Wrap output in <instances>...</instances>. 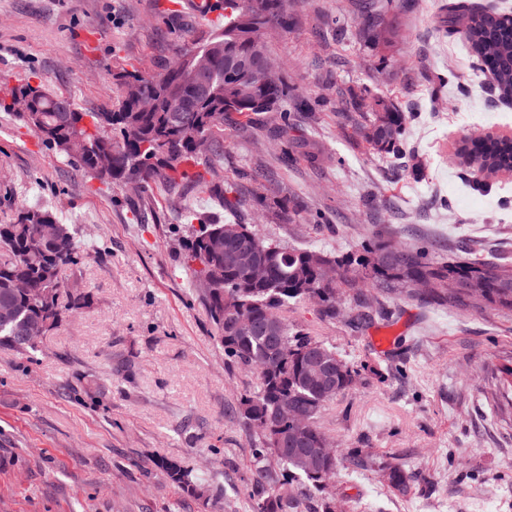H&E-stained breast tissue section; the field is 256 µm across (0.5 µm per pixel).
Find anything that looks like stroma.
Wrapping results in <instances>:
<instances>
[{
	"mask_svg": "<svg viewBox=\"0 0 512 512\" xmlns=\"http://www.w3.org/2000/svg\"><path fill=\"white\" fill-rule=\"evenodd\" d=\"M295 22L270 50L297 109L287 141L254 143L224 125L220 179L240 187L238 218L274 239L354 253L375 234L428 243L442 262L466 251L512 259V175L490 191L462 187V137L512 131V101L475 79L464 39L437 29L443 0H401L393 78L384 48L360 41L351 0H292ZM173 0H0V87L43 85L83 112L111 108L122 70L151 73L205 39L219 17ZM381 93L410 115L407 149L420 168L369 155L344 116L352 95ZM318 120L309 123L307 111ZM267 190L285 183L303 208L295 223L258 216L250 169ZM49 206L86 256L63 268L61 302L86 305L35 349L0 347V512H202L154 462L178 458L224 489V512H250V429L238 399L254 379L228 369L224 350L177 244L199 220H224L215 195L183 182L133 191L90 177L0 113V224ZM385 315L364 327L321 319L315 303L286 316L354 363L356 385L322 410L321 429L355 464L325 485L338 512H512V391L496 368L512 362V313L438 308L417 296L368 290ZM390 336L378 350L375 333ZM106 394L89 393L93 382ZM412 476L394 491L384 469Z\"/></svg>",
	"mask_w": 512,
	"mask_h": 512,
	"instance_id": "1",
	"label": "stroma"
}]
</instances>
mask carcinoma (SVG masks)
<instances>
[{
    "label": "carcinoma",
    "mask_w": 512,
    "mask_h": 512,
    "mask_svg": "<svg viewBox=\"0 0 512 512\" xmlns=\"http://www.w3.org/2000/svg\"><path fill=\"white\" fill-rule=\"evenodd\" d=\"M277 0H224V24L203 42L177 53L174 61L152 74L125 70L119 81L122 90L112 108L104 112H81L67 98L41 88L22 84L0 97V112H13L49 148L63 155L82 171L107 185L126 184L134 178L141 189L153 183L174 184L192 180L223 199L224 209L240 205L237 185L223 186L207 179L224 160V120L236 113L248 120L260 118L257 139L281 140L290 128L286 103L292 97L283 74L275 89L244 94V83L224 66L228 56L248 53L257 43H268L272 34L288 31L289 15L281 14ZM361 13V38L376 46L392 49L397 31L390 28L386 15L398 8L394 0H355ZM440 29L448 37H464L472 71L488 69L499 96L512 98V17L479 7L472 0H448L441 7ZM209 59L210 92L196 98L179 84L175 74ZM140 82L154 98L147 112L136 109L123 87ZM32 97V110L14 112L13 100ZM347 121L351 135L377 156L396 154L407 134V115L387 96L355 95L351 98ZM194 132L207 135L209 150L195 154L187 138ZM103 153L112 154V171L97 168ZM470 165L489 175L512 168V143L486 138L472 144L466 155ZM202 167L203 173L190 169ZM240 229L239 238L225 247L238 249L250 242L253 258L267 266L263 282L253 280L246 263L228 264L224 255L208 249L211 234L223 228L220 223L202 224L182 246V265L192 282L205 279L210 288L200 297L216 327L224 347V360L230 366L253 372L256 384L239 399V412L253 430L250 438L251 483L248 497L251 512H335L331 501L319 497L326 480L336 470L353 463L356 452L336 455L335 459L303 456L313 454L328 441L318 425L326 403L345 391L358 374L330 344L308 335L288 323V305L313 299L325 320L348 316L362 324L380 313L362 302L364 289L401 288L416 292L438 306L485 304L512 312V262H487L462 257L455 262L435 261L426 248L398 246L382 238L360 244L345 257H336L317 247H296L264 236L238 220L228 222ZM82 252L71 227L62 223L50 208L35 205L21 209L10 224H0V346L19 351L35 348L27 335L37 326L49 332L64 317L59 302V273L65 266H76ZM336 266V281L326 283L322 271ZM454 277L473 281L461 292L448 287ZM345 294L355 307L342 306ZM246 313L261 323L278 328V348L263 333H241L230 324L231 316ZM301 412L304 444L300 449L278 444L288 439L293 427L277 419L280 403ZM155 467L181 493L212 508L224 499V490L209 487L201 477L174 459L161 458ZM389 483L403 493L411 476L398 466H390Z\"/></svg>",
    "instance_id": "1"
}]
</instances>
